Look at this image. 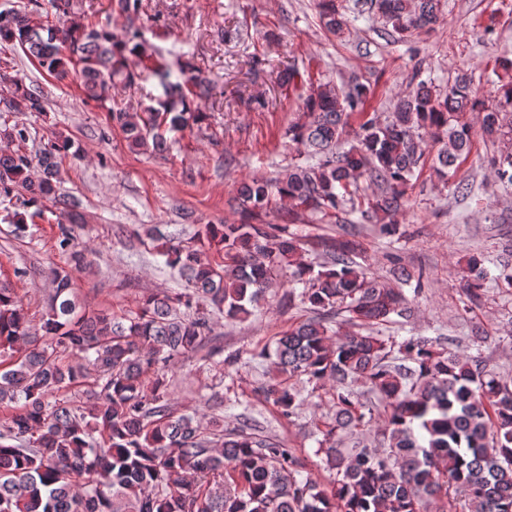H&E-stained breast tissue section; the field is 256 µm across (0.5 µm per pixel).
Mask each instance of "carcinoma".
<instances>
[{
    "label": "carcinoma",
    "mask_w": 512,
    "mask_h": 512,
    "mask_svg": "<svg viewBox=\"0 0 512 512\" xmlns=\"http://www.w3.org/2000/svg\"><path fill=\"white\" fill-rule=\"evenodd\" d=\"M64 20L53 25L25 6L0 11V40L59 81L79 78L85 100L108 112L128 145L163 152L168 131L208 119L200 102L210 83L184 65L170 80L160 55L145 52L139 33L120 39L53 0ZM324 27L344 33L339 0H317ZM393 33L403 38L431 28L441 0H374ZM159 79L164 100L141 112L115 99L112 90L131 86L145 72ZM9 112L44 111L41 96L7 73L0 84ZM373 96L357 81L340 90L319 83L303 99L302 119L288 129L307 163L283 178L240 183L234 201L239 224H200L197 244L165 243V265L187 288L151 294L137 311L118 317L78 302L72 272L90 267L76 244L81 201L58 193L59 159L76 156L62 135L32 160L0 150V196L42 214L50 201L61 206L58 245L70 266L50 269L56 285L42 339L32 338L22 302L0 285V512H512V388L479 356L451 352L437 341L400 342L376 327L409 312L402 289L373 276L355 261L359 244L338 239L326 246L320 270L303 258L288 231L300 211L352 213L397 233L407 189L426 165L424 140L440 143L433 172L447 177L471 152L476 131L491 141L505 134L500 112L485 108L472 79L459 75L448 91L430 81L397 100L380 122L366 110ZM489 163L504 192L512 190V151ZM380 192L359 201L358 181ZM291 203L282 224H254L274 199ZM286 269L307 288L303 302L315 316L281 332L259 357L270 380L261 388L280 416L302 402L287 378L306 377L319 389L334 388V418L324 423L328 447L319 449L333 478L326 484L301 477L293 451L271 438L206 429L195 417L176 414L169 399V371L201 348L211 334L210 312L247 318L271 287L274 271ZM484 260L470 258L463 285L472 304L481 298ZM348 314L359 332L332 336L325 315ZM401 363H394L393 354ZM384 402L385 447H336L335 437L367 424L365 392Z\"/></svg>",
    "instance_id": "1"
}]
</instances>
